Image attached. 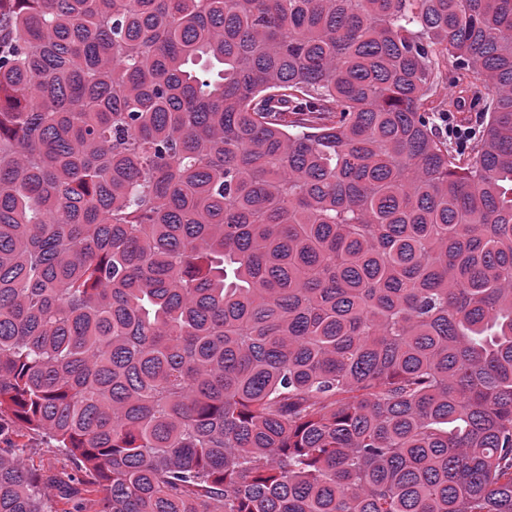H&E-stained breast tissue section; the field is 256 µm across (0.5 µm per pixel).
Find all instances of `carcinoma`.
I'll list each match as a JSON object with an SVG mask.
<instances>
[{"label":"carcinoma","mask_w":512,"mask_h":512,"mask_svg":"<svg viewBox=\"0 0 512 512\" xmlns=\"http://www.w3.org/2000/svg\"><path fill=\"white\" fill-rule=\"evenodd\" d=\"M5 417L0 512H512V0H0ZM442 126L440 129L447 135V137L454 138L461 143L467 142L476 133V128L471 126V123H463L457 120L454 115L455 112H440ZM5 432L0 435V448H10L14 443H23L25 452L23 455L24 463L30 467L40 470L44 475L58 474L60 472L72 473L76 478L82 477V473L71 469L66 457L58 448H52L48 441L34 433L27 432L20 439L16 437V428L10 420H2Z\"/></svg>","instance_id":"cac0c4a2"}]
</instances>
